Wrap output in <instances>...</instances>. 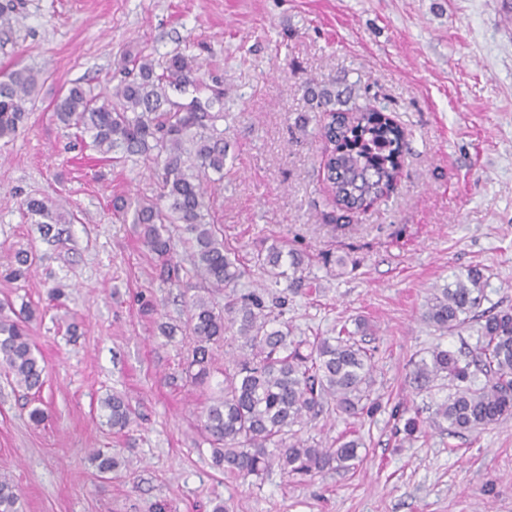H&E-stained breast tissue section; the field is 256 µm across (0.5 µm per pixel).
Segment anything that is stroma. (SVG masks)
<instances>
[{
    "label": "stroma",
    "mask_w": 512,
    "mask_h": 512,
    "mask_svg": "<svg viewBox=\"0 0 512 512\" xmlns=\"http://www.w3.org/2000/svg\"><path fill=\"white\" fill-rule=\"evenodd\" d=\"M7 1L0 72L39 77L25 127L0 141V302L35 309L29 328L47 363L38 426L30 395L0 368V474L23 512H512V418L411 442L395 429L399 414L442 397L413 392L412 361L477 343L478 322L443 335L422 321L430 293L476 267L482 310L512 308V26L502 19L512 0ZM138 52L159 64L193 56L199 97L223 89L227 156L210 206L225 242L246 261L276 241L315 259L320 293L289 295L284 319L308 336L368 320L380 410L324 416L304 433L322 445L359 436L357 469L243 483L213 466L200 423L210 387L185 373L187 337L157 330L186 322L185 298L203 283L184 279L185 297L170 295L139 226L112 210L113 196L155 195L156 179L138 157L114 165L83 148L54 117L73 83L111 95L121 57ZM310 88L385 107L406 132L395 188L348 223L333 219ZM30 196L62 203L73 223L43 236L22 213ZM20 251L30 272L8 279ZM141 294L155 312L141 311ZM113 393L135 413L122 431L99 409ZM95 449L131 465L98 476Z\"/></svg>",
    "instance_id": "35a3bbf8"
}]
</instances>
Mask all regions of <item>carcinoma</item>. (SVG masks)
<instances>
[{"instance_id": "carcinoma-1", "label": "carcinoma", "mask_w": 512, "mask_h": 512, "mask_svg": "<svg viewBox=\"0 0 512 512\" xmlns=\"http://www.w3.org/2000/svg\"><path fill=\"white\" fill-rule=\"evenodd\" d=\"M128 63L136 76L115 88L112 96L92 93L82 85L70 86L57 102L56 119L73 128L89 145L113 162L138 156L148 163L158 183L151 198L117 200L113 209L132 213L142 227L144 246L162 267L176 266L170 225L180 224L190 244L194 274L208 283L207 295L193 297L186 332L191 337L186 372L198 385L208 383L216 362L215 351L228 332L237 343L224 363V387L202 411L203 430L211 446L213 464L243 480L261 478L276 466L295 479L333 468L350 469L360 462V440L341 435L323 448L300 436L308 424L334 412L346 417H371L380 408L374 397L373 353L357 335L369 329L363 319L355 330L341 327L335 336H297L275 311H283L287 296L273 291L231 292L248 273L233 248L224 243L223 228L208 220V188L224 179L226 145L216 121L224 118V98L187 103L171 92L187 93L196 87L199 65L179 52L161 70L148 56L137 53ZM37 85V74L14 69L0 79V140L16 136L28 118L27 103ZM343 101L325 89L316 107L329 122L322 137L329 144L322 167L340 211L349 220L387 196L397 183L406 133L383 112L369 108L341 109ZM218 175L213 179L210 174ZM25 216L49 235L52 225L70 221V213L48 198L28 197ZM255 264L274 284L287 282L291 293L313 292L309 258L274 243L257 254ZM485 281L478 269H469L439 288L422 317L439 331L464 326L480 306ZM224 295V306L214 294ZM33 312L14 319L0 308V366L14 383L40 392L45 362L29 336ZM482 383H477L478 377ZM409 383L419 392L436 386L448 394L406 418L408 436L421 432L424 421L451 434L486 429L512 415V309L485 317L475 348L461 358L437 345L412 362ZM107 423L124 430L134 413L123 397L101 400ZM428 418H422L423 412ZM91 460L101 474L116 472L128 460L100 450ZM0 512H22V495L13 482L0 475Z\"/></svg>"}]
</instances>
